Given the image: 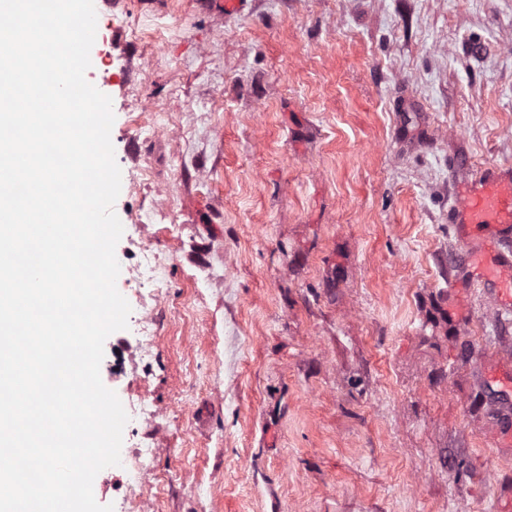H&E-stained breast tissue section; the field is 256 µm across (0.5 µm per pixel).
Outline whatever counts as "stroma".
Instances as JSON below:
<instances>
[{
    "instance_id": "stroma-1",
    "label": "stroma",
    "mask_w": 512,
    "mask_h": 512,
    "mask_svg": "<svg viewBox=\"0 0 512 512\" xmlns=\"http://www.w3.org/2000/svg\"><path fill=\"white\" fill-rule=\"evenodd\" d=\"M94 6L117 288L140 244L166 266L150 355L130 327L100 366L157 412L122 443L154 451L149 512H505L477 363L512 314L449 298L448 211L512 166V0Z\"/></svg>"
}]
</instances>
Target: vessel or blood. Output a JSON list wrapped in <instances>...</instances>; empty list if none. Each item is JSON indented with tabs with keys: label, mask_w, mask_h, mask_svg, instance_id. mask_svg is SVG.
<instances>
[{
	"label": "vessel or blood",
	"mask_w": 512,
	"mask_h": 512,
	"mask_svg": "<svg viewBox=\"0 0 512 512\" xmlns=\"http://www.w3.org/2000/svg\"><path fill=\"white\" fill-rule=\"evenodd\" d=\"M449 220L459 244L449 293H456L460 278L470 273L499 309H512V168L489 166L471 178ZM483 375L498 384L502 402L512 401V364L486 363Z\"/></svg>",
	"instance_id": "obj_1"
}]
</instances>
